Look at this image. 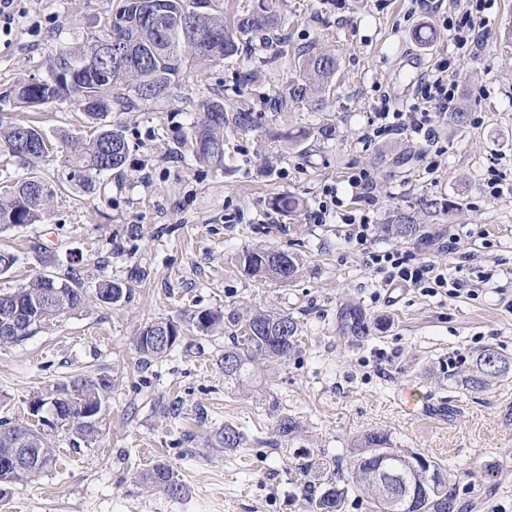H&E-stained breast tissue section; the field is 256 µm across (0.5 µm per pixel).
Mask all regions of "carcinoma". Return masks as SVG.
<instances>
[{
	"instance_id": "carcinoma-1",
	"label": "carcinoma",
	"mask_w": 512,
	"mask_h": 512,
	"mask_svg": "<svg viewBox=\"0 0 512 512\" xmlns=\"http://www.w3.org/2000/svg\"><path fill=\"white\" fill-rule=\"evenodd\" d=\"M278 24L276 5L272 0H256L245 14L232 24L224 22V14L215 11L211 0H122L119 11L112 17L103 34L90 43L63 46L51 58L47 75L41 82H29L14 90L17 101L25 107L35 106L38 100L49 104L74 100L85 104L99 101V109L85 110L95 124L94 135L87 140H75L68 156L69 173L59 185L90 191L97 179L120 168L129 150L122 130L106 123L117 109L135 108L140 102L156 100L171 89L186 59L219 63L238 52L240 38H273ZM338 61L330 54L301 55L299 75L288 89L295 103L320 97L332 90ZM196 111L202 116L190 127L189 135L195 158L202 164L222 163L224 160V101L215 98L199 100ZM47 134L40 128L21 122L0 125V146L14 157L26 150V159L34 161L53 152L55 143H45ZM49 199L53 192L36 176L15 183L0 194V230L36 224L42 219L45 203L31 206L37 194ZM388 238L413 239L421 236L422 225L409 216L395 224L382 225ZM245 275L283 281L292 279L299 271L297 255L267 249L247 250L239 257ZM50 288L57 291L63 302L35 308L34 300L45 291L43 282L11 293H0V307L9 305L16 315V324H7L0 314V346L23 341L34 330L57 315L79 307L83 288L77 275L51 277ZM222 321L217 312L197 316V328L202 332L215 329ZM158 325L146 324L136 338V348L143 360L160 358L169 349L149 350L144 336ZM301 347V328L298 319L288 313L255 309L245 319L231 345L224 347V381L245 387L253 378V366H268L285 362ZM512 371V360L493 348L478 353L461 378L462 389L479 392ZM73 389L81 393L89 408L102 406L100 388L83 379H74L57 392ZM219 447L232 450L242 444V434L232 425L224 426L218 436ZM43 465L34 469L27 465L14 466L8 471L12 485L48 468L53 452L48 444L41 445ZM399 465L400 491L392 494L378 487L386 465ZM297 469L313 475L311 484L315 498L314 512H345L349 497L365 503L367 512H455L456 490L450 485L451 467L439 463L428 454L394 448L387 433L369 431L358 437L346 458L332 462L313 460L308 456L295 462ZM137 479L149 491L170 498H181L185 487L173 479L165 462L159 461L138 474Z\"/></svg>"
}]
</instances>
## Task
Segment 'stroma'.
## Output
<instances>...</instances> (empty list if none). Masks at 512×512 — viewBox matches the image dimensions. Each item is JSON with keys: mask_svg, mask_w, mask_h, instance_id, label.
<instances>
[{"mask_svg": "<svg viewBox=\"0 0 512 512\" xmlns=\"http://www.w3.org/2000/svg\"><path fill=\"white\" fill-rule=\"evenodd\" d=\"M472 5L445 0L439 17L419 0H283L277 39L264 49L251 52L244 42L221 63L185 66L168 96L111 112L129 153L90 192H57L68 175L65 147L33 163L0 153V187L32 174L53 192L40 222L0 232V247L18 257L0 276V291L70 272L85 291L78 308L0 347V421H26L32 400L51 398L72 379L108 385L97 436H48L53 465L14 485L0 512H310L309 479L295 457L345 455L367 430L448 463L468 512H512V378L478 393L458 385L481 350L512 357V0H487L483 43L465 52L443 19ZM118 6L16 0L11 30L0 32V93L45 77L56 50L98 36ZM421 29L429 45L416 40ZM304 48L340 64L318 109L288 98ZM445 59L467 100L468 124L438 117L431 145L409 131L374 136L380 113L408 110L421 74ZM204 97L249 116L226 132L219 165L199 164L183 142ZM0 119L31 121L51 136L91 134L68 102L32 109L0 101ZM324 125L336 127V139L312 136L282 150L287 135ZM360 171L375 205L347 183ZM329 186L342 214L368 216L377 227L408 215L423 225V239L377 230L360 244L340 217L309 223ZM284 193L303 200L301 211L272 207ZM434 199L461 207L436 209ZM451 239L452 254L442 247ZM256 248L300 254L297 277L245 276L238 257ZM386 250L433 261L479 293L389 290L368 263ZM106 280L130 294L102 302ZM256 308L297 318L302 346L282 365L258 367L241 390L225 383L222 357ZM205 311L224 316L208 333L195 327ZM155 320L175 322L183 334L165 357L145 362L135 338ZM407 385L420 395L410 411L397 400ZM284 412L298 424L290 439L277 431ZM228 423L244 435L231 451L216 445ZM159 461L186 487L184 497L137 482Z\"/></svg>", "mask_w": 512, "mask_h": 512, "instance_id": "stroma-1", "label": "stroma"}]
</instances>
